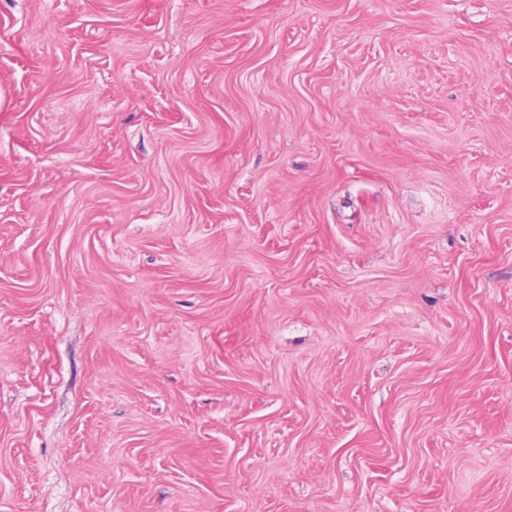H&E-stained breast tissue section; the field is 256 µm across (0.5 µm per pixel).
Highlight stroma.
<instances>
[{
	"instance_id": "1",
	"label": "stroma",
	"mask_w": 512,
	"mask_h": 512,
	"mask_svg": "<svg viewBox=\"0 0 512 512\" xmlns=\"http://www.w3.org/2000/svg\"><path fill=\"white\" fill-rule=\"evenodd\" d=\"M0 512H512V0H0Z\"/></svg>"
}]
</instances>
